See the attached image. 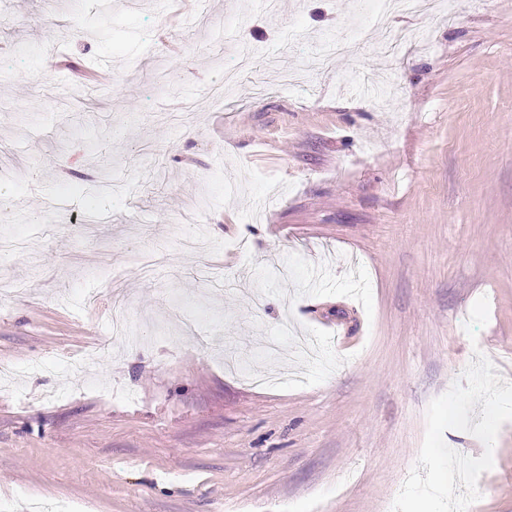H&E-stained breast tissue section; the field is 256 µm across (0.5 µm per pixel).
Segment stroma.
<instances>
[{
  "label": "stroma",
  "mask_w": 512,
  "mask_h": 512,
  "mask_svg": "<svg viewBox=\"0 0 512 512\" xmlns=\"http://www.w3.org/2000/svg\"><path fill=\"white\" fill-rule=\"evenodd\" d=\"M279 4L0 0V161L27 174L0 237L33 256L0 257V512H387L474 351L512 381V0L321 71L361 0ZM115 272L100 357L111 302L79 293ZM493 461L472 512H512V421Z\"/></svg>",
  "instance_id": "35a3bbf8"
}]
</instances>
